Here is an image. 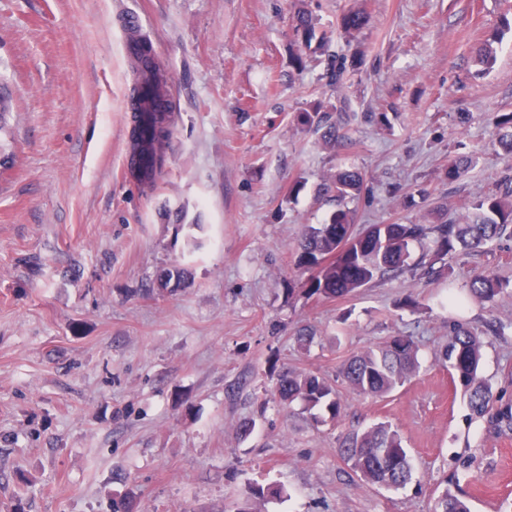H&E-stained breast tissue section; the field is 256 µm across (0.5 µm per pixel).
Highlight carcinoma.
Here are the masks:
<instances>
[{"label":"carcinoma","instance_id":"obj_1","mask_svg":"<svg viewBox=\"0 0 512 512\" xmlns=\"http://www.w3.org/2000/svg\"><path fill=\"white\" fill-rule=\"evenodd\" d=\"M366 23L364 14L351 11L344 14L339 28L345 34L360 30ZM511 30L512 22L505 19L492 39L483 44L474 58L479 71L487 73L497 61L492 43ZM363 64L357 54L336 57V65L327 69L328 85L339 86L344 73L356 71ZM350 110L344 97L318 101L312 111L301 112L305 123L323 131L324 141L334 148L350 149L354 141L345 130L343 113ZM497 130L494 146L496 155L512 161V112H498L493 117ZM474 164L473 157L461 156L448 165V183L458 181ZM329 188L336 192L339 203L358 196L364 189L362 174L353 169L336 172ZM473 219L464 224H372L363 233L349 234L352 212L336 210L324 224L308 225L299 240L295 265L300 270L317 269L310 295L340 298L371 283L375 278H398L408 275L414 279L438 278L447 274L445 258L457 253L480 252L501 240L512 239V179L502 181L495 191L470 203ZM429 239L433 251L418 263H409V245ZM188 270L176 262L162 271L158 291L172 293L187 280ZM509 283L497 275L481 271L467 283L469 296L479 302H492L504 294ZM448 344L437 359L448 369L453 382L459 383L471 417L481 419L491 437L512 435V397L504 389L493 392L479 374L482 342L463 323L448 325ZM418 347L403 334L390 337L384 344L348 358L340 376L352 390L364 396L384 397L410 381L419 370ZM280 403L299 402L314 421L317 412L325 410L331 418L340 413L335 387L325 378L311 373L284 370L277 375L275 386ZM338 454L351 471L365 482L378 488H399L413 476L411 456L403 445L398 428L379 422L367 430L344 435ZM434 512H471L467 500L448 487L437 496Z\"/></svg>","mask_w":512,"mask_h":512}]
</instances>
